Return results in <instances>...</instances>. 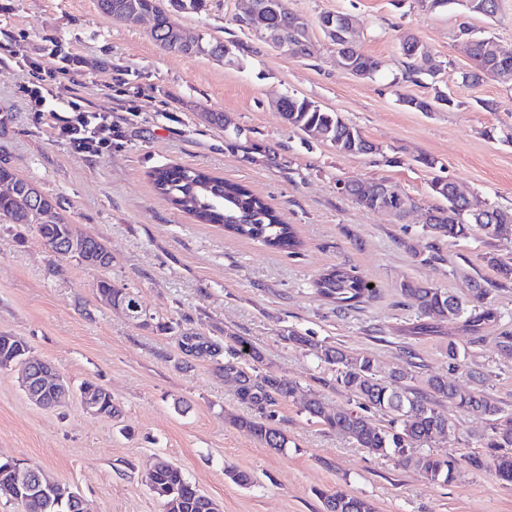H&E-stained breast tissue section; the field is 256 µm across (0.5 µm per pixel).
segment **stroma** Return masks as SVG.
<instances>
[{
    "label": "stroma",
    "mask_w": 512,
    "mask_h": 512,
    "mask_svg": "<svg viewBox=\"0 0 512 512\" xmlns=\"http://www.w3.org/2000/svg\"><path fill=\"white\" fill-rule=\"evenodd\" d=\"M310 24L311 53L292 57L241 27L243 0H208L204 11L177 15L192 34L224 40L232 62L164 51L150 25L115 23L96 0H0V157L57 198L71 224L112 252L108 277L134 291L151 314L216 341L242 336L266 366L315 392L324 405L350 406L332 372L308 348L288 345L294 330L328 345L375 357L383 371L410 365L417 378L470 384L512 414V283L483 260L512 258V244L479 231L432 240L423 214L440 205L432 179L512 211V83L487 76L463 81L471 61L460 25L512 50V0L494 18L465 15L457 5L435 13L417 0H288ZM348 14L357 46L381 70L358 77L336 64L319 17ZM417 38L440 71L404 81L399 39ZM78 56L73 81L53 91L56 114L37 118L17 93L20 62ZM297 95L340 113L379 145L377 155L352 156L294 130L276 108ZM448 98L417 112L402 99ZM112 116V146L79 155L57 135L56 118L70 102ZM223 113L227 125L207 123ZM434 158V167L418 156ZM166 165L207 170L242 183L295 226L303 246L288 255L260 242L200 224L159 195L149 173ZM386 181L417 207L396 217L360 207L338 180ZM355 270L373 286L353 307L319 297L313 281L332 267ZM100 274L45 249L36 230L0 224V332L27 343L73 386L95 381L112 394L119 416L86 413L71 400L55 408L32 403L17 374L0 371V459L41 466L83 496L88 512H162L145 482L157 457L179 466L221 512H323L321 493L342 490L376 512H512V485L496 480L482 446L487 422L453 412L456 427L433 449L464 456L454 479L429 483L416 471L374 456L352 440L308 420L299 401L280 403L274 423L286 431L283 450L236 428L228 415H249L236 385L215 362L177 365V337L133 321L101 303ZM488 288L499 312L481 336L456 323L424 328L401 292L404 282L467 299L472 281ZM465 357L450 368L448 345ZM252 474L251 486L225 469Z\"/></svg>",
    "instance_id": "stroma-1"
}]
</instances>
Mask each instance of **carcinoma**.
<instances>
[{"label":"carcinoma","instance_id":"obj_1","mask_svg":"<svg viewBox=\"0 0 512 512\" xmlns=\"http://www.w3.org/2000/svg\"><path fill=\"white\" fill-rule=\"evenodd\" d=\"M170 0H96L97 8L114 22L128 23L130 15L143 13L153 19L150 31L152 39L164 50L174 51L173 41L178 25L169 13ZM269 24L280 28L290 41H309V29L295 24V15L283 0V8L268 18ZM193 53L215 59L224 58V42L200 35L194 37ZM496 44L491 37L471 40L469 54L471 69L462 74L465 81H477L484 69L492 63L490 47ZM279 113L290 127L329 144L336 152L345 155L361 154L366 137L361 130L342 119L337 112L321 108L314 102L295 95L284 97ZM155 188L172 204L191 214L202 224H222L224 229L239 236L262 242L268 248L295 254L301 246L296 231L290 224L282 223L276 211L262 198L245 186L224 181L204 171L181 166H162L151 172ZM0 183L13 185V191H0V224H27L33 226L53 255L61 258H82L59 251L70 234H77L73 225L61 213L57 200L41 191L29 192L30 180L23 178L0 159ZM357 181L347 179L342 194L352 198L365 208L372 209L371 200L356 192ZM431 193L448 201L446 207H436L441 223L427 224L425 229L432 238H459L477 229L487 238L512 242L511 224H479L476 213L485 216L503 213V210L479 200H449L452 188L440 179L430 184ZM84 250L90 254L107 256L106 261L95 265L102 272L112 267V252L96 237L83 235ZM484 261L503 280H512V259L505 260L495 253H487ZM318 296L338 307L352 306L372 294L367 282L356 272L343 266H335L314 282ZM96 293L105 305L122 301H137L128 288H117L112 281L101 276L96 281ZM425 317L442 323H460L464 330L476 336L484 324L498 319L496 308L487 301L489 290L476 282L471 299L463 301L439 288L406 282L401 288ZM295 347H308L328 369L336 372L335 382L358 408L331 409L318 395L309 394L302 404V411L309 420L323 424L352 439L368 453L391 457L395 463L417 471L424 479L447 483L461 465V459L453 454L441 455L431 449V442L445 436L455 428L452 417L442 408L447 402L454 408L475 413L489 422V433L482 447L487 449L490 468L495 477L512 484V416L503 414L497 402L488 396L476 394L467 386L451 382L439 376H430L417 387V378L405 368H395L384 375L377 360L368 354H355L332 345H318L294 330L284 337ZM180 352L202 360L224 356L220 368L224 377L237 383L238 399L258 410L257 417H231V423L247 429L269 448L282 450L288 447L287 434L271 423L272 408L295 398L299 390L297 382L288 380L265 366L262 352L242 336L230 337V344L222 346L207 337L186 330L178 336ZM26 342L16 336L0 335V356L15 361L28 359ZM81 387L94 391L99 398L100 416L110 418L117 413L112 403V393L101 385L85 381ZM372 408L387 417V424L376 425L362 409ZM150 490L167 512H219L218 504L210 497H203L199 489L175 464L158 460L147 473ZM325 512H374L373 505L364 498L344 491L320 494ZM26 512H72L69 497L52 492L28 503Z\"/></svg>","mask_w":512,"mask_h":512}]
</instances>
